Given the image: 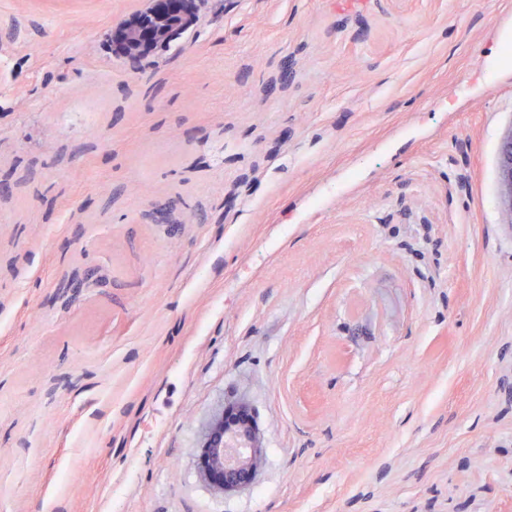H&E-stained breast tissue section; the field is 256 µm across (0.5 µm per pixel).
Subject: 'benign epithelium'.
<instances>
[{
  "label": "benign epithelium",
  "instance_id": "obj_1",
  "mask_svg": "<svg viewBox=\"0 0 512 512\" xmlns=\"http://www.w3.org/2000/svg\"><path fill=\"white\" fill-rule=\"evenodd\" d=\"M159 0H141L134 16L118 23L120 41L112 54L136 67L145 56V44H169L174 32L193 26L196 17L185 16L174 6L159 10ZM498 194L501 208L512 224V130L498 145ZM239 421L227 430L224 408L215 410L197 435L198 477L217 498L239 493L255 481L266 463L262 434L253 426L244 403L233 406Z\"/></svg>",
  "mask_w": 512,
  "mask_h": 512
}]
</instances>
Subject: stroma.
<instances>
[{"label":"stroma","mask_w":512,"mask_h":512,"mask_svg":"<svg viewBox=\"0 0 512 512\" xmlns=\"http://www.w3.org/2000/svg\"><path fill=\"white\" fill-rule=\"evenodd\" d=\"M139 6L0 0V512H512V0ZM159 0H141V9L134 16L120 21L119 42L112 43V54L136 68L145 56V44L152 42L158 47L169 44L174 32L185 31L193 26L196 17H185L175 6L158 10ZM497 155L499 201L512 224V130L501 138ZM225 401L239 416L228 431L224 406L215 410L197 435L198 477L218 498L239 493L255 481L266 463L262 434L253 426L245 403ZM235 405V406H234Z\"/></svg>","instance_id":"stroma-1"}]
</instances>
